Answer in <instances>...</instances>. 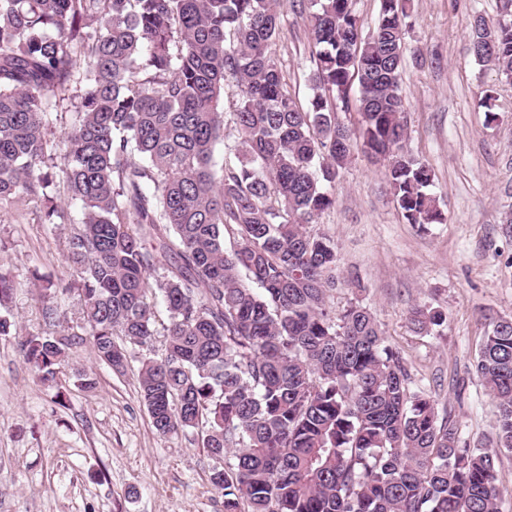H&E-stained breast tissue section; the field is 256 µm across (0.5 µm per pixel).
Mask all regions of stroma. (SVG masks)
<instances>
[{
	"mask_svg": "<svg viewBox=\"0 0 512 512\" xmlns=\"http://www.w3.org/2000/svg\"><path fill=\"white\" fill-rule=\"evenodd\" d=\"M498 0H412L402 93L407 147L434 174L441 224L407 223L384 164L355 151L329 192L335 203L313 225L333 239L344 283L329 297L336 310L369 308L400 351L409 387L431 390L440 415L463 439L489 445L496 403L473 373L492 321L512 319V83L469 51L473 16L495 19ZM282 33L271 52L300 101L312 95L306 14L284 0ZM496 121H488L487 94ZM43 205L23 202L0 214V267L14 291L0 315L18 332L48 333L38 277L66 271L72 227L43 224ZM443 310L433 335L415 333L410 311ZM138 360L124 372L74 346L65 383L42 384L23 360L16 335L0 336V512H224L209 477L217 462L197 432L159 434L140 398ZM88 372L95 389L80 387Z\"/></svg>",
	"mask_w": 512,
	"mask_h": 512,
	"instance_id": "stroma-1",
	"label": "stroma"
}]
</instances>
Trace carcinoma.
<instances>
[{
    "instance_id": "cac0c4a2",
    "label": "carcinoma",
    "mask_w": 512,
    "mask_h": 512,
    "mask_svg": "<svg viewBox=\"0 0 512 512\" xmlns=\"http://www.w3.org/2000/svg\"><path fill=\"white\" fill-rule=\"evenodd\" d=\"M313 95L293 97L271 46L279 0H0V213L39 201L58 176L80 203L44 211L71 224L69 276L39 294L45 325L75 295L96 358L140 360V397L162 435L200 430L224 512H504L496 462L512 453V320L483 336L474 373L497 403L491 448L462 443L431 392L412 391L373 312L328 305L336 244L313 234L354 146L386 162L410 224H441L431 170L406 150L401 93L407 0H380L363 32L354 0H301ZM470 51L512 79V0L469 23ZM358 86L356 95L352 87ZM236 88L237 162L224 141ZM68 101L74 121L48 118ZM357 112L358 126L337 120ZM237 239L224 246V231ZM410 321L431 335L443 311ZM125 337L122 344L114 340ZM76 334H28L37 378L57 383ZM236 103V96L233 88H226L224 92V113L225 126H224V143L221 142L215 148V160L220 166L225 161H233V155L229 156L227 150L225 151L224 144H233L238 138V132L233 123H230V112H234Z\"/></svg>"
}]
</instances>
